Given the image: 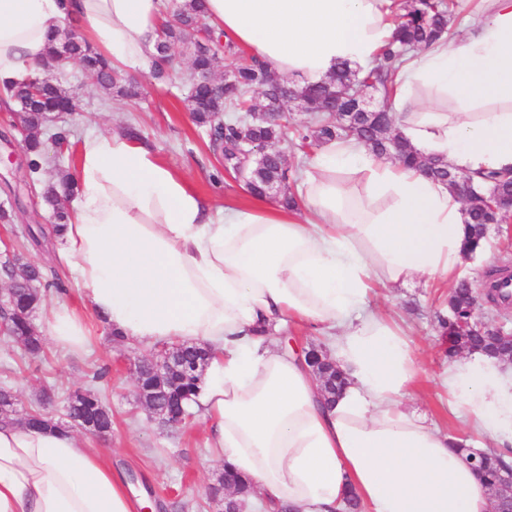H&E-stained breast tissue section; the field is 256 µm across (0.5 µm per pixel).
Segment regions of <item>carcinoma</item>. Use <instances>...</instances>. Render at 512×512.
Returning a JSON list of instances; mask_svg holds the SVG:
<instances>
[{"mask_svg":"<svg viewBox=\"0 0 512 512\" xmlns=\"http://www.w3.org/2000/svg\"><path fill=\"white\" fill-rule=\"evenodd\" d=\"M404 13L397 17L396 35L380 53L376 64L364 71L352 70L346 66L338 69L330 79L317 84L292 86L295 95L305 103V111L311 113L310 124L290 132L288 116L285 114L288 99L284 87L273 88L269 65L254 58L238 65L229 75L224 85V97H216L202 85L195 93L185 98L188 111L200 127L206 128L210 141L224 145V164L232 166L235 150L248 141L272 148L281 143L291 142L298 148L331 141L354 140L362 144L376 159L392 157L399 162L416 166L430 178L454 189L452 179L448 178V163L440 158H425L400 137L394 130L395 119L388 112L378 115L356 113L342 120L331 115L333 96L344 84L365 87L370 91L387 97L389 83L396 70L404 63L411 51L440 40L448 32V12L441 0H407ZM180 24L170 25L162 31L163 39L158 44V52L170 45H178L181 53L190 57L191 68L215 71L224 66V52L214 49L203 50L200 33L212 34V29L204 23L203 0H191L177 9ZM64 30L57 31L49 43L46 59L57 58L67 52L78 60L85 70L92 73L99 86L108 93L126 99H136L140 95V86L128 74L121 72L111 64L82 36L73 34L72 39L63 40ZM3 95L16 101L20 109L26 112L24 122L33 130L25 141V150L30 158L29 168L36 174L40 170L37 158L42 155L43 141L38 133L45 123L52 121L61 112H73L76 104L68 89L58 81L49 78L43 80L42 95L37 100L26 101L25 83H15L3 88ZM260 98L263 109L273 115L271 119L248 120V114L257 111L255 98ZM249 187L252 193L263 196L270 183H281L284 193L281 199L288 206L296 204V199L288 189V167L276 155L267 158L262 166H255L249 173ZM477 186L484 188L497 185L501 196L512 199V173L508 171H488L480 175ZM42 196L52 206L55 221L53 232L58 234L70 220V208L57 205L53 200V186H48ZM470 238L472 250L483 247L485 222L493 219L490 205L480 198L471 200ZM0 271L10 280L17 282L9 307L4 311L6 327L3 339L14 343L24 353L34 356L43 349V340L37 335L32 314L42 301L41 286L49 287L43 270L26 260L21 254L0 265ZM471 284L462 279L448 296L451 314L441 321V328L452 345L464 346L477 340H484L477 326L478 317L469 296ZM141 379L152 383L159 379L152 373L151 365L143 366ZM202 376L184 378L170 375L159 381L164 394L158 400L161 407L178 404L190 410L197 403ZM16 398L12 391L0 387V415L8 418L15 412ZM76 409L100 411L107 409L103 399L88 390L71 396L66 405V414ZM24 424L30 428L43 425L67 427V422L56 419L43 412L41 406L31 408L25 415ZM482 473L489 484H495L503 469L512 465L502 454L487 452L480 459Z\"/></svg>","mask_w":512,"mask_h":512,"instance_id":"carcinoma-1","label":"carcinoma"}]
</instances>
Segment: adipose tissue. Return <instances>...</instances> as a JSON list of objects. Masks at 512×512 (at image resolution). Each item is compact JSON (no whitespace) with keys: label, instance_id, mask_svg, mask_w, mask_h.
<instances>
[{"label":"adipose tissue","instance_id":"obj_1","mask_svg":"<svg viewBox=\"0 0 512 512\" xmlns=\"http://www.w3.org/2000/svg\"><path fill=\"white\" fill-rule=\"evenodd\" d=\"M396 0H205L226 41L293 84L367 70L394 38ZM172 0H0V87L32 73L71 19L125 72L150 71ZM404 137L470 178L512 170V0H481L456 46L422 49L388 101ZM320 146L296 207L264 198L215 216L181 175L124 134L80 145L79 191L61 258L93 311L128 345L206 344L199 400L213 456L249 479L262 512H491L489 484L405 401L423 368L404 330L371 310L376 287L455 280L467 254L461 199L420 170ZM313 326L346 385L327 402L271 321ZM46 331L80 348L65 303ZM479 437L512 445V365L474 351L438 377ZM100 452L68 430L0 418V512H135Z\"/></svg>","mask_w":512,"mask_h":512}]
</instances>
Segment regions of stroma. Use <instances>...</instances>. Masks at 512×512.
<instances>
[{
	"instance_id": "35a3bbf8",
	"label": "stroma",
	"mask_w": 512,
	"mask_h": 512,
	"mask_svg": "<svg viewBox=\"0 0 512 512\" xmlns=\"http://www.w3.org/2000/svg\"><path fill=\"white\" fill-rule=\"evenodd\" d=\"M191 73L187 57H179L164 80L143 75V95L123 102L107 101L91 75L77 62H68L53 70V77L77 98L80 110L68 116L65 125L71 146H79L90 131H125L136 125L158 160L181 173L192 188L215 206L224 203H247L239 182L213 156L208 135L197 128L186 111L183 99ZM21 134L11 126L9 111L0 110V185L10 183L15 195L0 188V205L7 211L0 220V252L10 248L44 267L55 268L62 291H49L45 302L33 316L37 333H44V318L57 302H66L80 315L90 332L88 348L73 351L46 343L42 357L21 356L12 343L0 341V385L15 393L17 416L36 405L44 391H51L55 401L50 415L62 414L65 397L77 390L96 387L112 410V430L104 437L80 434L83 446L102 449L114 471L120 473L136 498L149 512H220L218 505L206 498L209 484L214 483L223 467L209 459L206 431L200 414H193L182 426L168 427L152 417L140 402L134 376L135 362L157 356L154 345H126L112 338L109 330L93 313L76 287L72 275L56 258L52 245L50 211L41 191L26 187L28 167L20 147ZM42 227L40 242L28 236V214ZM483 253L473 257L461 269L475 287H482L492 268L512 267V227L490 226ZM450 285L438 279L422 277L404 288L377 289L372 305L392 315L405 328L418 353L425 374L415 389L411 408L427 416L441 430L456 432L467 438L468 432L448 406L447 397L437 386L438 375L448 365V340L437 328V317L448 312ZM106 366L110 372L98 384H91V369Z\"/></svg>"
}]
</instances>
